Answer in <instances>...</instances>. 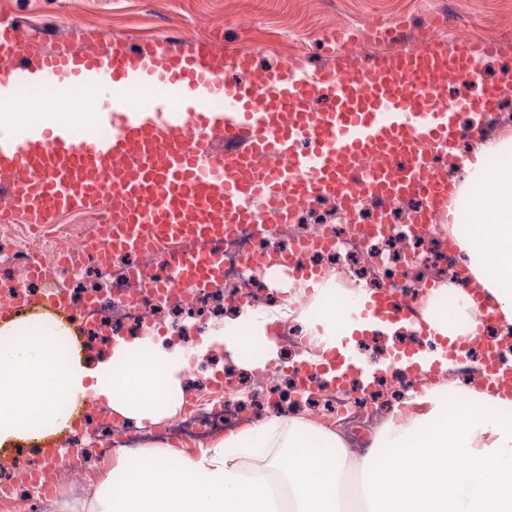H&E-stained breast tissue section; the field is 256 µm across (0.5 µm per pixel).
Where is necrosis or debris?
<instances>
[{
    "label": "necrosis or debris",
    "mask_w": 512,
    "mask_h": 512,
    "mask_svg": "<svg viewBox=\"0 0 512 512\" xmlns=\"http://www.w3.org/2000/svg\"><path fill=\"white\" fill-rule=\"evenodd\" d=\"M420 205L416 198L403 206L392 205L388 223L378 227L373 224L374 204L364 196L358 197L350 211L339 203L331 204V211L342 217L338 224L307 222L314 209L300 206L289 223L273 225L269 232L260 234L246 226L225 236L219 245L224 255L221 281L196 287L175 282L164 294L147 288L143 280L154 264L151 253H116L98 259L86 244H73L79 234L74 226L60 225L49 240L30 225L0 216V242L10 245L8 270L0 272V306L9 307L17 316H32L40 313L46 296L59 295L78 311L86 342L107 344L117 336L154 333L180 341L190 354L187 374L205 376L206 386L203 393L188 395L182 412L156 431V438L171 444L185 440L202 444L262 417L265 397L274 394L276 382L283 377L289 383L290 399L321 406L328 421L346 417L369 426L379 421L384 402L381 394L363 388L357 379H349L339 391L321 383L316 364H271L251 371V398L245 401L235 395L239 383L232 371L198 363L191 352L199 336L222 320L225 311L246 305L271 307L287 298L296 308L307 303L308 289L292 286L283 290L269 282L282 255L299 243L306 246L303 263L323 273L340 267L353 285L390 291L407 305H415L420 293L460 269L440 223L407 226L408 211ZM34 264L44 267L43 279L28 276ZM136 267L143 275L135 279L131 273ZM89 416L87 433L75 430L60 437L65 462L54 470L51 487L31 478L38 459L15 450L0 451V504H7L10 512H56L63 488L81 483L80 459L86 448H96L105 457L123 446L136 447L146 438L144 430L106 412L93 409Z\"/></svg>",
    "instance_id": "4bbe7bcc"
}]
</instances>
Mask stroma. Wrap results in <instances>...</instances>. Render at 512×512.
<instances>
[{
  "label": "stroma",
  "mask_w": 512,
  "mask_h": 512,
  "mask_svg": "<svg viewBox=\"0 0 512 512\" xmlns=\"http://www.w3.org/2000/svg\"><path fill=\"white\" fill-rule=\"evenodd\" d=\"M426 13L446 17V39L484 45L489 81L512 69V0H0V18L46 28L52 45L80 46L87 23L135 42L218 29L258 52L267 67L292 53L305 65L321 64L322 39L329 33Z\"/></svg>",
  "instance_id": "35a3bbf8"
}]
</instances>
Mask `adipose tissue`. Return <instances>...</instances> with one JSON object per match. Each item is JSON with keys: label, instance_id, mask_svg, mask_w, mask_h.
Returning a JSON list of instances; mask_svg holds the SVG:
<instances>
[{"label": "adipose tissue", "instance_id": "1", "mask_svg": "<svg viewBox=\"0 0 512 512\" xmlns=\"http://www.w3.org/2000/svg\"><path fill=\"white\" fill-rule=\"evenodd\" d=\"M494 167L480 164L483 156ZM457 196L476 199L479 226L449 224L464 282L433 290L417 320L353 327L336 310L342 278L329 272L310 305L246 306L224 319L221 342L239 368H259L253 348L279 356L267 324L303 323L304 358L320 362L353 332L455 339L492 315L512 335V138L479 143ZM450 297L454 313L437 305ZM181 344L168 336L118 337L89 354L62 318L0 319V447H39L70 430L85 405L137 426L176 416L188 388ZM465 370V380L450 372ZM437 378H417L363 443L344 420L326 427L306 410L277 409L199 452L149 443L111 461L78 512H512V391L492 387L481 361L448 360Z\"/></svg>", "mask_w": 512, "mask_h": 512}]
</instances>
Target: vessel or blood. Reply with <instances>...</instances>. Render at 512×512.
Returning a JSON list of instances; mask_svg holds the SVG:
<instances>
[{"instance_id": "1", "label": "vessel or blood", "mask_w": 512, "mask_h": 512, "mask_svg": "<svg viewBox=\"0 0 512 512\" xmlns=\"http://www.w3.org/2000/svg\"><path fill=\"white\" fill-rule=\"evenodd\" d=\"M403 23L377 26L383 52L354 55L348 39L325 41L327 62L309 69L289 58L257 65L222 36L156 37L138 45L107 34L82 47L45 49L13 19H0V102L15 103L27 85L83 91L94 122L76 129L32 120L0 123V196L24 223L44 228L61 214L109 209L93 250L155 252L171 278L203 285L222 278L224 260L202 250L245 224H285L300 204L356 195L378 204L411 196L426 206L413 225L447 212L455 197L448 160L465 124L481 127L512 96V85L483 78L472 40L430 37L405 46ZM147 92L132 104L127 91ZM289 280L317 286V271L286 256ZM353 321H394L407 309L382 292L345 310ZM336 383L359 372L354 356L336 355Z\"/></svg>"}]
</instances>
